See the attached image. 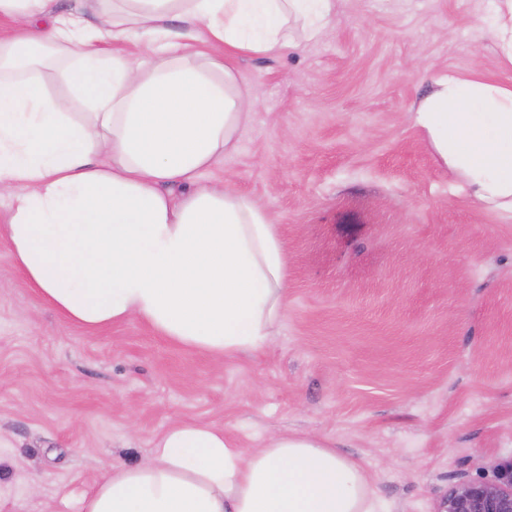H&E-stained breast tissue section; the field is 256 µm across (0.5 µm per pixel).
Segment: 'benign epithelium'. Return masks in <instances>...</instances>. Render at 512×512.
<instances>
[{
	"label": "benign epithelium",
	"instance_id": "obj_1",
	"mask_svg": "<svg viewBox=\"0 0 512 512\" xmlns=\"http://www.w3.org/2000/svg\"><path fill=\"white\" fill-rule=\"evenodd\" d=\"M438 512H512V462L493 482L460 480L443 496Z\"/></svg>",
	"mask_w": 512,
	"mask_h": 512
}]
</instances>
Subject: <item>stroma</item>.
Listing matches in <instances>:
<instances>
[{
  "label": "stroma",
  "instance_id": "stroma-1",
  "mask_svg": "<svg viewBox=\"0 0 512 512\" xmlns=\"http://www.w3.org/2000/svg\"><path fill=\"white\" fill-rule=\"evenodd\" d=\"M490 0H340L330 37L229 62L256 91L204 175L272 217L287 315L257 354L174 344L49 307L0 236V512H78L179 421L242 448L306 434L362 465L389 512H437L512 462V212L479 208L413 115L440 76L512 82Z\"/></svg>",
  "mask_w": 512,
  "mask_h": 512
}]
</instances>
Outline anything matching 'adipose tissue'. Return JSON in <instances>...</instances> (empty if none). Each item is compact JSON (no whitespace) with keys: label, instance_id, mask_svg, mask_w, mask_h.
Returning a JSON list of instances; mask_svg holds the SVG:
<instances>
[{"label":"adipose tissue","instance_id":"1","mask_svg":"<svg viewBox=\"0 0 512 512\" xmlns=\"http://www.w3.org/2000/svg\"><path fill=\"white\" fill-rule=\"evenodd\" d=\"M338 0H0V198L11 255L68 321L136 317L171 342L230 358L261 351L286 314L271 217L203 172L253 107L224 49L319 42ZM181 29H172V21ZM137 37L135 58L117 43ZM61 71L64 95L42 73ZM415 120L480 207L512 208V84L448 74ZM149 460L110 467L80 512H382L362 467L309 435L256 450L178 423Z\"/></svg>","mask_w":512,"mask_h":512}]
</instances>
